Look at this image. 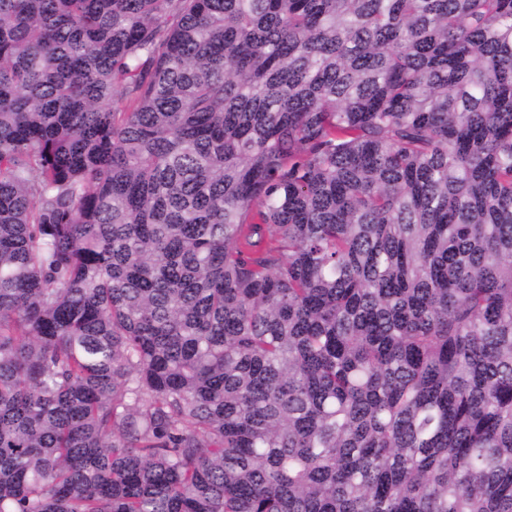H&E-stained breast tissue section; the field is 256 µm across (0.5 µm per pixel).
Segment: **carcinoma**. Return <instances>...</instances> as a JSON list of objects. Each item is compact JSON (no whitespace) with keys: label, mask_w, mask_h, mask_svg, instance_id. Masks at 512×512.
<instances>
[{"label":"carcinoma","mask_w":512,"mask_h":512,"mask_svg":"<svg viewBox=\"0 0 512 512\" xmlns=\"http://www.w3.org/2000/svg\"><path fill=\"white\" fill-rule=\"evenodd\" d=\"M0 512H512V0H0Z\"/></svg>","instance_id":"cac0c4a2"}]
</instances>
